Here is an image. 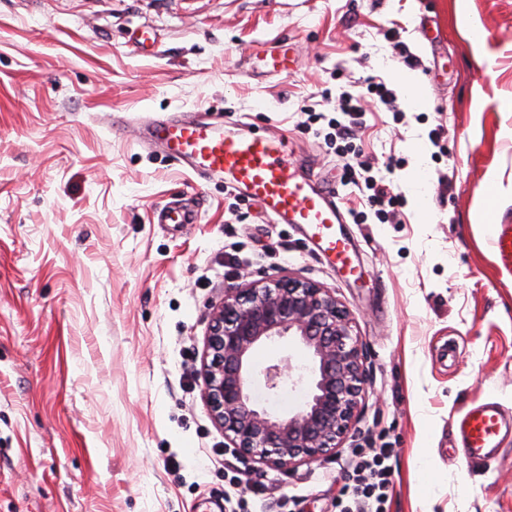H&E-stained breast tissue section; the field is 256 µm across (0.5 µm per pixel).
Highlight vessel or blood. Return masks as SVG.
<instances>
[{"mask_svg":"<svg viewBox=\"0 0 512 512\" xmlns=\"http://www.w3.org/2000/svg\"><path fill=\"white\" fill-rule=\"evenodd\" d=\"M295 43L281 38L277 53L264 58L272 73L289 71ZM151 140L172 160L205 179L258 203L276 224L296 225L313 251L348 275L358 266L356 246L344 230L343 214L329 190L314 180L283 136L239 121L210 123L161 116L148 125ZM492 243L501 264L512 269V224L494 228ZM512 434V413L486 398L472 401L452 423L459 458L466 465L492 458Z\"/></svg>","mask_w":512,"mask_h":512,"instance_id":"vessel-or-blood-1","label":"vessel or blood"}]
</instances>
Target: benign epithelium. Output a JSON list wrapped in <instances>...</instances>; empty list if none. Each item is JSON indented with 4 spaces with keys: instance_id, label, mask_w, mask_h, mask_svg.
Listing matches in <instances>:
<instances>
[{
    "instance_id": "1",
    "label": "benign epithelium",
    "mask_w": 512,
    "mask_h": 512,
    "mask_svg": "<svg viewBox=\"0 0 512 512\" xmlns=\"http://www.w3.org/2000/svg\"><path fill=\"white\" fill-rule=\"evenodd\" d=\"M295 336L311 355L312 390L286 417L258 409L248 385L261 375L270 390L282 387L287 366L257 368L264 343ZM205 394L228 447L263 467L290 468L343 447L357 424L366 370L353 321L330 289L283 275L224 289L214 307L202 360Z\"/></svg>"
}]
</instances>
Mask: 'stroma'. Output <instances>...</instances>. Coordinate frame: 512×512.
<instances>
[{
  "label": "stroma",
  "instance_id": "stroma-1",
  "mask_svg": "<svg viewBox=\"0 0 512 512\" xmlns=\"http://www.w3.org/2000/svg\"><path fill=\"white\" fill-rule=\"evenodd\" d=\"M284 36L297 61L267 72ZM370 76L399 110L371 103L337 151L336 102ZM173 113L290 136L362 277L145 147V119ZM360 161L401 196L396 223L343 179ZM176 200L195 223H156ZM490 207L512 224V0H0V512H341L345 460L368 448L393 451L386 512H512V437L479 466L451 448L473 399L512 412ZM285 272L349 311L367 385L344 447L283 471L226 447L201 364L225 288ZM311 385L251 393L285 416Z\"/></svg>",
  "mask_w": 512,
  "mask_h": 512
}]
</instances>
